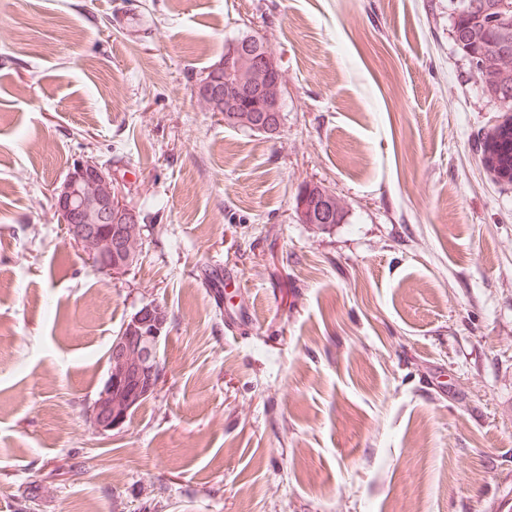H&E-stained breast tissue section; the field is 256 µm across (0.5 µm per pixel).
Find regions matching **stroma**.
Wrapping results in <instances>:
<instances>
[{
  "mask_svg": "<svg viewBox=\"0 0 512 512\" xmlns=\"http://www.w3.org/2000/svg\"><path fill=\"white\" fill-rule=\"evenodd\" d=\"M451 24L448 0H0V512H512V185ZM246 34L284 72L273 139L195 95ZM86 156L144 219L117 279L51 208ZM310 182L345 223L299 222ZM150 302L164 382L97 435Z\"/></svg>",
  "mask_w": 512,
  "mask_h": 512,
  "instance_id": "35a3bbf8",
  "label": "stroma"
}]
</instances>
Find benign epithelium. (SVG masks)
Listing matches in <instances>:
<instances>
[{"instance_id":"benign-epithelium-1","label":"benign epithelium","mask_w":512,"mask_h":512,"mask_svg":"<svg viewBox=\"0 0 512 512\" xmlns=\"http://www.w3.org/2000/svg\"><path fill=\"white\" fill-rule=\"evenodd\" d=\"M283 71L274 56L254 37L234 43L225 58L215 63L199 83L197 97L208 112L250 113V126L272 138L281 131L278 117ZM312 188L295 205L298 219L316 222L334 219L331 209L310 203ZM52 208L66 240L102 274L119 278L135 265L123 225L136 224L131 208L112 172L93 157L72 165L53 189ZM168 315L155 303L142 306L123 326L109 349V369L103 388L88 407L87 417L96 433L107 435L124 426L130 408L164 378L161 340L167 334Z\"/></svg>"}]
</instances>
